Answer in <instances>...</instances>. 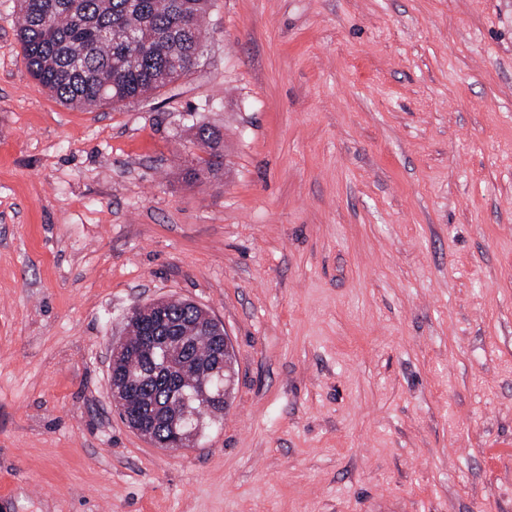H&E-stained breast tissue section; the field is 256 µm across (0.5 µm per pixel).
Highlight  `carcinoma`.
Instances as JSON below:
<instances>
[{"label": "carcinoma", "mask_w": 512, "mask_h": 512, "mask_svg": "<svg viewBox=\"0 0 512 512\" xmlns=\"http://www.w3.org/2000/svg\"><path fill=\"white\" fill-rule=\"evenodd\" d=\"M27 70L73 107H116L186 76L209 0H18ZM206 168L224 166L219 131L192 125Z\"/></svg>", "instance_id": "obj_1"}]
</instances>
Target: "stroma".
I'll return each instance as SVG.
<instances>
[{
	"instance_id": "stroma-1",
	"label": "stroma",
	"mask_w": 512,
	"mask_h": 512,
	"mask_svg": "<svg viewBox=\"0 0 512 512\" xmlns=\"http://www.w3.org/2000/svg\"><path fill=\"white\" fill-rule=\"evenodd\" d=\"M0 0V512H512V0H210L183 78L72 108ZM223 136L224 167L188 178ZM237 366L155 448L127 310ZM196 143L207 152V159L203 163L210 172H218L224 166V155L220 151L221 135L219 131L205 124L192 125ZM172 309L173 319L179 320L181 314L182 300L176 299L170 303L167 297L157 298L145 304H137L131 307L126 313L127 321H137L138 323H128L127 328L130 341L137 343L142 337L143 326H148L144 336H152L141 339L136 345L128 340V336L122 337L112 342L111 361L109 366V388L110 397L113 404L119 410L120 415L125 420L129 428L139 434L151 445L157 448H164L168 451H182L196 446L197 430L192 429L185 432H179L177 425L181 419L190 416L191 409L188 405L182 406L179 402H168L176 389L175 384H169L166 380L161 381L155 387L156 398L165 404L156 405L152 400L153 389L151 384L156 379L166 375L165 367H155L148 377L142 380L140 390L137 395L132 392V376L125 367L127 357H132L135 350L152 348L157 337L163 341L164 354L167 360L170 358H179L182 363L181 376L187 378H197L199 382L200 399L208 401L210 405H201L197 402L193 407L197 410L199 417L203 419L207 415V422L203 421L201 433L207 428L216 426L224 414L212 416L211 406L216 408L218 413H222L227 407L230 396L231 383L224 387V391L214 394L207 390L206 382L209 376L217 372V366H214V359L220 360L219 353L208 360H202L195 356L191 349L190 336H182L179 330L172 326L167 320L168 306ZM168 402V404H166ZM132 405L141 408V416L131 417L129 409ZM170 429V433L165 435V429Z\"/></svg>"
}]
</instances>
